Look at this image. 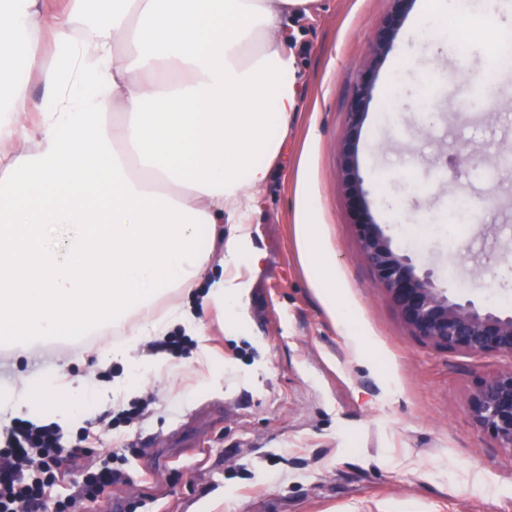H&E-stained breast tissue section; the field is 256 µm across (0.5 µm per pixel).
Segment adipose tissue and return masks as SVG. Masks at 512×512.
I'll return each mask as SVG.
<instances>
[{
    "mask_svg": "<svg viewBox=\"0 0 512 512\" xmlns=\"http://www.w3.org/2000/svg\"><path fill=\"white\" fill-rule=\"evenodd\" d=\"M310 0H0V334L26 353L60 336L129 328L105 361L232 311L243 231L224 218L265 186L297 109L288 17ZM55 49L44 64L43 39ZM38 76L40 102L15 60ZM299 192L300 248L326 309L349 326L332 256ZM212 245H199L201 232ZM205 283L192 305L157 311ZM27 376L0 417L68 426L76 389Z\"/></svg>",
    "mask_w": 512,
    "mask_h": 512,
    "instance_id": "adipose-tissue-1",
    "label": "adipose tissue"
}]
</instances>
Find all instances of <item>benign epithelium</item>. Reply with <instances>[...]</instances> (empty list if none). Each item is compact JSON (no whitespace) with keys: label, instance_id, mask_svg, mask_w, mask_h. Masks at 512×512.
<instances>
[{"label":"benign epithelium","instance_id":"7a95c632","mask_svg":"<svg viewBox=\"0 0 512 512\" xmlns=\"http://www.w3.org/2000/svg\"><path fill=\"white\" fill-rule=\"evenodd\" d=\"M385 24L374 35L377 51H389L413 0H391ZM371 88L364 85L352 104L350 121L341 143L344 180L349 191L353 224L366 261L384 287L405 324L416 336L449 351L475 355L496 353L512 358V315H502L473 301H459L438 288L431 276L417 273L412 259L395 251L373 220L355 160L364 111ZM468 412L475 425L489 433L498 446L512 449V367L481 382L472 392Z\"/></svg>","mask_w":512,"mask_h":512}]
</instances>
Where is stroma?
<instances>
[{"label": "stroma", "instance_id": "stroma-1", "mask_svg": "<svg viewBox=\"0 0 512 512\" xmlns=\"http://www.w3.org/2000/svg\"><path fill=\"white\" fill-rule=\"evenodd\" d=\"M425 9L414 0L384 54L374 34L390 0H314L290 16L298 112L262 191L224 220L247 225L257 256L241 268L238 316L210 318L209 371L196 346L145 370L139 419L113 425L115 407L130 403L121 398L90 428L64 431L65 447L84 455L63 460L68 475L42 512L100 465L124 480L76 512H512V451L467 410L477 384L512 358L448 352L413 335L364 258L342 174L350 104L366 81L356 159L374 220L449 296L512 314V292L472 274L512 265V110L484 111L474 97L491 73L495 100L512 102V63L490 68L471 40L481 14H449L442 38L422 25ZM459 153L480 156L492 179L448 162ZM301 174L351 337L326 312L297 246ZM458 193L479 204L482 221L461 223L465 243L452 253L439 218ZM123 338L51 341L28 358L0 349V383L20 372L81 382L97 347Z\"/></svg>", "mask_w": 512, "mask_h": 512}]
</instances>
